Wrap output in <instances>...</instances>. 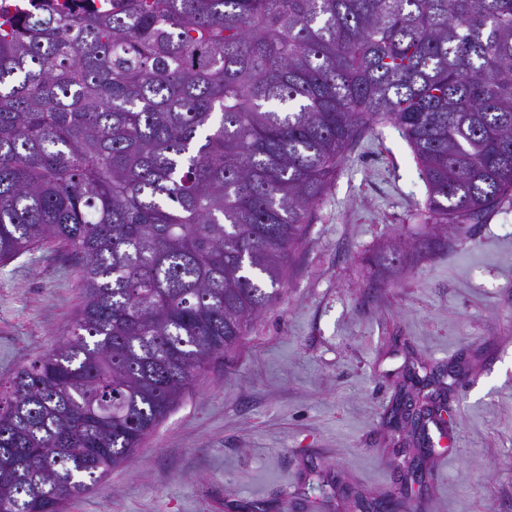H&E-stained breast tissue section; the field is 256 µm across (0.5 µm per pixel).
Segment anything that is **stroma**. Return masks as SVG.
<instances>
[{"label": "stroma", "instance_id": "1", "mask_svg": "<svg viewBox=\"0 0 512 512\" xmlns=\"http://www.w3.org/2000/svg\"><path fill=\"white\" fill-rule=\"evenodd\" d=\"M427 187L400 130L353 143L311 211L276 301L211 361L123 465L66 512H311L312 483L400 493L399 512H512V204L380 278L387 246L420 248ZM78 268L42 249L0 265V380L69 337ZM455 366L440 391L449 449L422 460L393 426L409 371Z\"/></svg>", "mask_w": 512, "mask_h": 512}]
</instances>
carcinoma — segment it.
<instances>
[{
	"mask_svg": "<svg viewBox=\"0 0 512 512\" xmlns=\"http://www.w3.org/2000/svg\"><path fill=\"white\" fill-rule=\"evenodd\" d=\"M379 120L422 223H484L512 197V0L0 10V262L51 246L82 291L72 336L0 381V512H65L126 462L275 299Z\"/></svg>",
	"mask_w": 512,
	"mask_h": 512,
	"instance_id": "cac0c4a2",
	"label": "carcinoma"
}]
</instances>
